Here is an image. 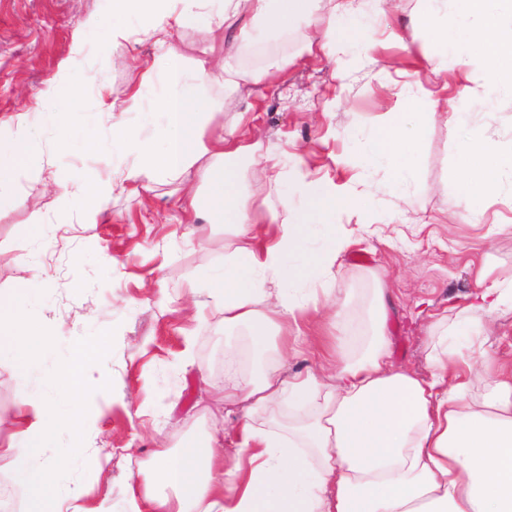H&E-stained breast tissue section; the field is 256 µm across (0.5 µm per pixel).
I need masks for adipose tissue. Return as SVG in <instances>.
<instances>
[{
	"mask_svg": "<svg viewBox=\"0 0 512 512\" xmlns=\"http://www.w3.org/2000/svg\"><path fill=\"white\" fill-rule=\"evenodd\" d=\"M113 0V41L132 37L125 25L133 12L151 15L147 34L167 55H176L172 32L193 17L207 20V31L231 29L243 22L268 35H281L298 22L325 29L319 49L337 43L343 30L337 18L356 11V0ZM498 0H462L463 17L430 15L422 28L439 46L463 38L470 55L484 64L488 86L512 80V23H503ZM226 43H210L190 75L170 72L162 102L166 121L160 130L163 148L125 130L113 129V144L137 164L128 180L158 173L181 175L198 168L212 189L210 207L235 227L237 245L224 258V271L213 277L209 296L224 312V325H252L251 351L263 357L266 335L275 331L283 346L299 343L300 320L330 307L337 346L329 354L332 373L283 376L277 362L265 361L258 376L246 380L230 373L209 381L212 396L227 412L244 417L236 430L235 455L224 456V438L205 433L186 442L174 455L159 452L157 465L140 485L129 487L123 512H512V360L486 348L487 318L512 311V275L493 277L490 267L477 273V290L452 317L441 318L432 345L433 371L423 379L395 368L385 328L388 290H375L376 329L357 357L340 341L347 333L345 306L335 269L349 244L331 218L341 204L362 214L371 211L362 196L340 195L333 181L309 179L305 199L294 205L282 199L271 214L277 231L262 237L260 219L239 189L231 158L251 155L255 145L233 135L206 143L201 115L189 86L210 83L217 62H225L224 86L275 79L282 69L274 61L258 74L227 64ZM426 133L415 112H395L371 130L362 148L365 167H389L395 179L412 178V150ZM38 149L27 133L0 142V214L19 205L12 192L16 170L33 161ZM460 177L457 205L469 221L481 223L482 198L512 186V150L496 153L479 147L475 137L458 144ZM108 185L92 180L62 186L59 203L84 200L83 221L98 223ZM320 226L323 245L308 250L312 226ZM0 364L25 377L34 357L48 349L50 326L26 311L20 293L0 292ZM490 380L485 392L475 389L476 374ZM294 411L283 414V406ZM17 425L24 443L13 449L17 479L28 486V512H87L80 489L55 479L57 464L41 456L43 441L58 422L54 404L19 393ZM266 417L270 428L257 426Z\"/></svg>",
	"mask_w": 512,
	"mask_h": 512,
	"instance_id": "1",
	"label": "adipose tissue"
}]
</instances>
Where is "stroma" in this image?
I'll return each instance as SVG.
<instances>
[{"label": "stroma", "mask_w": 512, "mask_h": 512, "mask_svg": "<svg viewBox=\"0 0 512 512\" xmlns=\"http://www.w3.org/2000/svg\"><path fill=\"white\" fill-rule=\"evenodd\" d=\"M361 4V15L326 56L305 52L303 25L275 39L253 36L232 67L257 72L277 58L286 61L285 72L251 94L231 95L223 70H215L199 92L212 105L201 133L210 141L240 127L278 163L284 176L273 189L254 179L250 157L233 162L258 216L280 210L284 196L302 202L306 173L331 179L342 192L372 195L371 227L345 207L333 216L351 240L336 271L337 287L350 295L347 351L361 349L380 277L390 290L391 360L426 377L434 324L468 302L477 269L486 264L494 275L512 273V193L489 194L478 224L456 205L458 141L477 130L482 147H512V87L487 92L463 42L443 52L418 36L428 0H394L383 11L374 0ZM111 23L112 0H0V141L16 137L12 118L20 114L43 153L42 167L14 176L22 205L0 216V291L24 289L25 306L50 323L54 336L26 378L0 366V418L12 419L22 392L52 401L59 422L45 455L60 463L57 481L81 487L89 510L105 499L120 512L127 484L140 481L157 450L174 453L191 436L232 431L235 416L204 394L201 378H223L225 350L249 337L225 329L223 314L199 308L188 291L203 273L223 266L235 241L220 221H181L186 195L207 197L208 185L192 171L137 184L116 180L133 160L113 147V122L155 138L164 81L171 69L192 71L204 21L191 19L180 30L174 62L145 36L150 18H128L130 43L109 40ZM145 67L157 80L137 105L116 117L104 112L103 103L128 96ZM408 96L414 111L434 113L416 149L414 181L399 185L386 168L361 176V142L382 116L402 111ZM63 102L76 107L66 131L50 114ZM455 113L461 121L454 126ZM92 174L115 185L102 203V220L85 224L79 206L56 204V185ZM35 212L44 218L38 240L27 228ZM301 328L309 342L289 352L284 370L322 373L332 331L311 321ZM80 337L111 388L106 394L86 388L77 403L68 386L49 376L75 358ZM77 408L95 415L84 437L68 426Z\"/></svg>", "instance_id": "stroma-1"}]
</instances>
